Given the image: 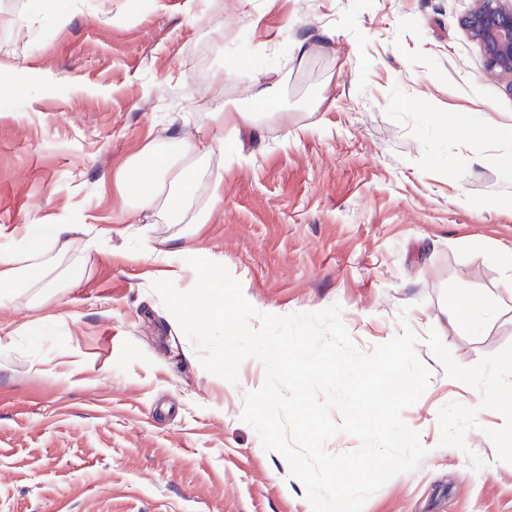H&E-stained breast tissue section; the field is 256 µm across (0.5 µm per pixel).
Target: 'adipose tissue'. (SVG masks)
I'll return each instance as SVG.
<instances>
[{"label":"adipose tissue","mask_w":512,"mask_h":512,"mask_svg":"<svg viewBox=\"0 0 512 512\" xmlns=\"http://www.w3.org/2000/svg\"><path fill=\"white\" fill-rule=\"evenodd\" d=\"M261 118L258 112L231 111L218 104L210 120L220 133L210 144L179 138L148 146L130 158L114 179L135 211L153 213L165 224L183 225L185 234L197 233L224 199L223 167L209 169L207 159L217 154L225 165L248 163V156L234 143L241 130L254 127ZM97 246V237L85 224L24 225L10 251L0 253V299L32 288L35 305L50 303L52 274L74 250L86 255Z\"/></svg>","instance_id":"adipose-tissue-1"}]
</instances>
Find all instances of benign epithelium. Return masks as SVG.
I'll return each instance as SVG.
<instances>
[{"label": "benign epithelium", "instance_id": "7a95c632", "mask_svg": "<svg viewBox=\"0 0 512 512\" xmlns=\"http://www.w3.org/2000/svg\"><path fill=\"white\" fill-rule=\"evenodd\" d=\"M461 27L478 44L487 73L512 89V0H475Z\"/></svg>", "mask_w": 512, "mask_h": 512}]
</instances>
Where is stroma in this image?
I'll use <instances>...</instances> for the list:
<instances>
[{
	"label": "stroma",
	"mask_w": 512,
	"mask_h": 512,
	"mask_svg": "<svg viewBox=\"0 0 512 512\" xmlns=\"http://www.w3.org/2000/svg\"><path fill=\"white\" fill-rule=\"evenodd\" d=\"M473 0H0V251L26 224L100 233L74 289L0 303V512H312L304 483L242 421L237 383L151 288L184 260L139 256L112 175L149 143L212 137L218 103L283 122L242 131L252 161L184 244L223 258L259 312L339 306L368 351L412 331L431 378L402 413L427 454L362 512H512V91L459 26ZM470 112L472 137L434 113ZM454 291L491 318L448 321ZM466 376V393L448 373ZM486 405L495 411L512 413V389H510V391L496 388L492 389L489 401ZM486 405L462 404L461 408L466 414L476 415L480 413Z\"/></svg>",
	"instance_id": "1"
}]
</instances>
